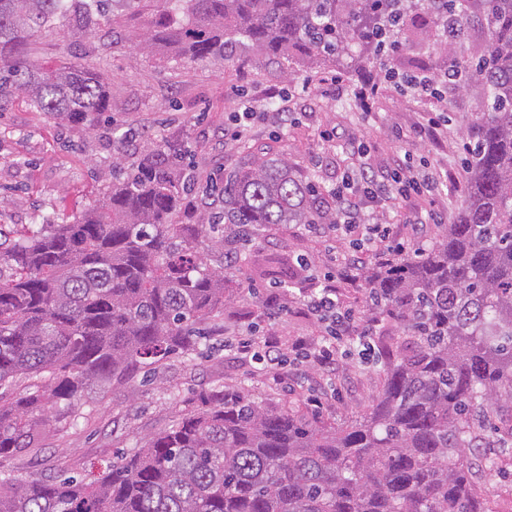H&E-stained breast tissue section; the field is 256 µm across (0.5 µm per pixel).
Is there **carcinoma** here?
Segmentation results:
<instances>
[{"label":"carcinoma","mask_w":512,"mask_h":512,"mask_svg":"<svg viewBox=\"0 0 512 512\" xmlns=\"http://www.w3.org/2000/svg\"><path fill=\"white\" fill-rule=\"evenodd\" d=\"M137 49L288 64L324 56L358 72L415 0H165ZM484 15L490 41L467 64L485 112L465 142L468 199L427 250L362 270L384 379L368 412L325 422L215 387L195 409L95 482L0 480V512H491L465 461L472 418L512 394V0H445ZM109 0H0V112L23 96L76 125L112 111L108 78L25 47L68 16L91 29ZM112 188L71 224L0 242V457L71 422L83 397L206 344L224 314L228 251L283 224H334L336 209L285 158L232 171L222 207L192 217L180 148L160 142L112 166ZM210 238L209 262L195 247Z\"/></svg>","instance_id":"1"}]
</instances>
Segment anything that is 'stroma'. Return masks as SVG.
I'll return each mask as SVG.
<instances>
[{"label":"stroma","mask_w":512,"mask_h":512,"mask_svg":"<svg viewBox=\"0 0 512 512\" xmlns=\"http://www.w3.org/2000/svg\"><path fill=\"white\" fill-rule=\"evenodd\" d=\"M111 8L114 22L94 30L69 31L67 37L49 35L29 46L32 59L43 62L67 54L81 65L103 72L111 83L112 112L106 123L92 126L64 124L19 100L0 112V226L17 229L44 218L54 224L74 217L101 198L112 184V157L123 152L135 157L152 140H186L191 148L194 190L190 210L204 203L219 207L218 197H206L210 183L223 182L237 166L278 154L288 158L304 176L329 190L344 173L359 165L386 170L398 148L395 131L407 136L406 151L418 169L437 174L440 185L430 197L411 196L383 203L375 216L387 222L396 240L409 239L411 222L421 225L423 244H430L443 227L428 221L432 212L456 219L467 199L463 144L473 136L482 110V91L474 85L442 89L435 97L417 99L386 87L370 115H363L352 94L357 74L338 75L331 60L319 57L286 68L260 53H240L232 62H190L164 59L162 51H139L150 22L158 11L153 0L136 19H127L119 0ZM420 42H404L394 68L404 74L435 72L451 63L471 59L489 38L486 26L470 22L467 38L455 52L443 51L430 16L418 12ZM341 85H334V78ZM290 91L288 110L296 120L286 132L258 126L244 141L224 142V125L244 102L265 105L269 96ZM443 112L447 124L437 139L415 137L429 113ZM334 141H324L325 133ZM366 141L367 157L353 155L349 145ZM269 254L305 255L318 269H326L331 252L342 242L312 238L280 226L268 228L257 243ZM241 260L226 267L230 301L223 315L209 326V350L187 358L174 355L157 364L150 381L135 377L110 386L106 399L89 394L74 424L57 428L37 448L0 458V479L27 481L69 476L91 481L108 472L124 452L171 426L179 411L195 406L200 392L217 386L228 392H247L273 407H317L330 421L366 412L383 379L381 364L346 359L344 380L335 398L324 399L323 379L311 370L269 372L238 349L242 332L291 345L295 337H317L322 328L295 295L281 288L256 292L258 277ZM287 304L282 317L268 318L267 299ZM474 429L480 448L470 456L471 470L493 512H512V401L493 405Z\"/></svg>","instance_id":"35a3bbf8"}]
</instances>
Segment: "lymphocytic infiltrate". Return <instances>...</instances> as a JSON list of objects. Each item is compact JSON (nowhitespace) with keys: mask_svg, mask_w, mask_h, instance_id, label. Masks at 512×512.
<instances>
[{"mask_svg":"<svg viewBox=\"0 0 512 512\" xmlns=\"http://www.w3.org/2000/svg\"><path fill=\"white\" fill-rule=\"evenodd\" d=\"M465 77L461 66L451 65L435 73L411 75L399 80L398 85L413 96L424 98L434 95L439 88L460 85ZM437 187V178L415 169L407 156L395 158L392 167L383 172L363 165L343 176L341 183L330 191L336 202L335 223L300 227L306 235L348 243L341 256L331 258L329 271L321 273L308 267L306 278L310 285L299 294L300 303L321 324L322 336L296 337L286 350L272 341L251 338L241 341V349L253 352L262 368L271 372L287 366L315 369L326 381L327 395H335L343 359L352 355L364 362L370 359L373 325L338 294L339 284L358 283L365 255L390 237V225L371 222L368 205L396 196L430 195Z\"/></svg>","mask_w":512,"mask_h":512,"instance_id":"1","label":"lymphocytic infiltrate"}]
</instances>
